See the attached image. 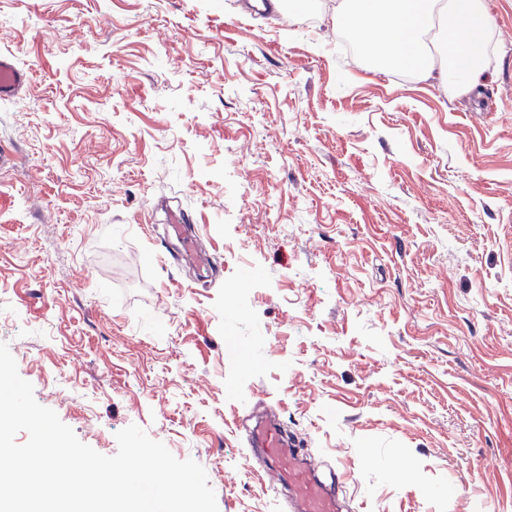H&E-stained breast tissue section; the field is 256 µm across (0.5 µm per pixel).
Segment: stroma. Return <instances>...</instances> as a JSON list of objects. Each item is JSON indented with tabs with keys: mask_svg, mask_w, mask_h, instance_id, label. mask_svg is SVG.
<instances>
[{
	"mask_svg": "<svg viewBox=\"0 0 512 512\" xmlns=\"http://www.w3.org/2000/svg\"><path fill=\"white\" fill-rule=\"evenodd\" d=\"M0 0V342L97 452L135 424L218 512H289L271 408L344 512H512V0L466 97L372 72L336 0ZM215 267L178 252L168 210ZM27 82V74L16 65L14 59L0 54V99L15 97Z\"/></svg>",
	"mask_w": 512,
	"mask_h": 512,
	"instance_id": "1",
	"label": "stroma"
}]
</instances>
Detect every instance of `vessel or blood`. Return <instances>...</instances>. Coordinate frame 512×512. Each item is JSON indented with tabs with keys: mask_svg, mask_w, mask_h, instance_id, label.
<instances>
[{
	"mask_svg": "<svg viewBox=\"0 0 512 512\" xmlns=\"http://www.w3.org/2000/svg\"><path fill=\"white\" fill-rule=\"evenodd\" d=\"M27 81V74L14 59L0 54V99L15 97ZM166 220L169 233L180 243V257L195 258L202 269H210L213 258L199 251L194 225L184 223L181 214L174 211L168 212ZM249 446L267 460L266 475L273 478L278 488L287 490L288 502L295 512H339L334 491L301 463L279 422H255L250 430Z\"/></svg>",
	"mask_w": 512,
	"mask_h": 512,
	"instance_id": "obj_1",
	"label": "vessel or blood"
}]
</instances>
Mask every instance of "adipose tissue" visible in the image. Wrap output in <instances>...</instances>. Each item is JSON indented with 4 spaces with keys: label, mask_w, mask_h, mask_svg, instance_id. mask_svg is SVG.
<instances>
[{
    "label": "adipose tissue",
    "mask_w": 512,
    "mask_h": 512,
    "mask_svg": "<svg viewBox=\"0 0 512 512\" xmlns=\"http://www.w3.org/2000/svg\"><path fill=\"white\" fill-rule=\"evenodd\" d=\"M332 22L373 69L437 79L453 96L491 76L482 54L491 25L484 0H340Z\"/></svg>",
    "instance_id": "adipose-tissue-1"
}]
</instances>
